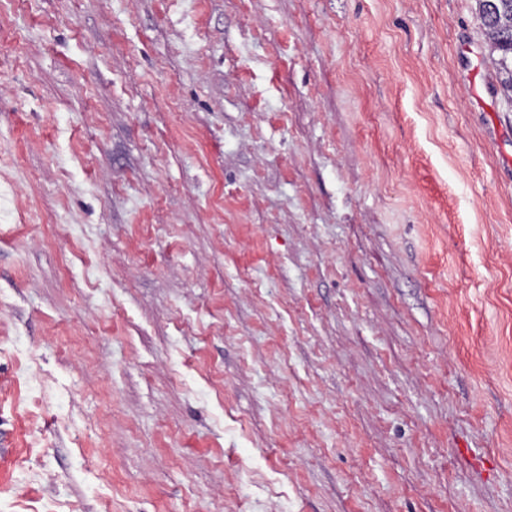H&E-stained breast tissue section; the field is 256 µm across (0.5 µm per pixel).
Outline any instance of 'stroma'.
<instances>
[{"label": "stroma", "instance_id": "stroma-1", "mask_svg": "<svg viewBox=\"0 0 512 512\" xmlns=\"http://www.w3.org/2000/svg\"><path fill=\"white\" fill-rule=\"evenodd\" d=\"M0 512H512L476 0H0Z\"/></svg>", "mask_w": 512, "mask_h": 512}]
</instances>
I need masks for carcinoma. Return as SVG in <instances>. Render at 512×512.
<instances>
[{
	"mask_svg": "<svg viewBox=\"0 0 512 512\" xmlns=\"http://www.w3.org/2000/svg\"><path fill=\"white\" fill-rule=\"evenodd\" d=\"M478 18L494 63L502 75L504 95L512 100V0H476Z\"/></svg>",
	"mask_w": 512,
	"mask_h": 512,
	"instance_id": "carcinoma-1",
	"label": "carcinoma"
}]
</instances>
